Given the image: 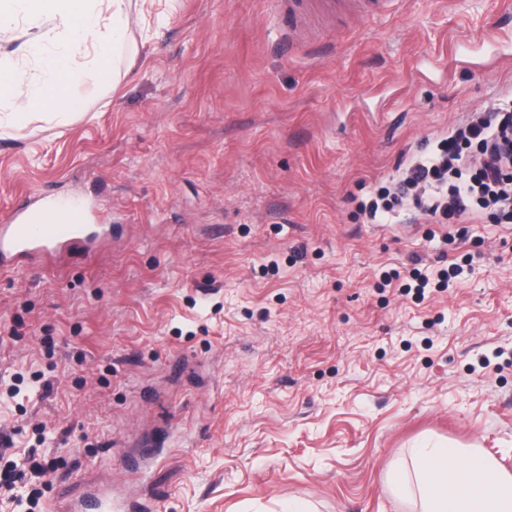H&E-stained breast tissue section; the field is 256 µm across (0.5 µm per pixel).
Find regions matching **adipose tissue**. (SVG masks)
I'll return each mask as SVG.
<instances>
[{
  "label": "adipose tissue",
  "instance_id": "adipose-tissue-1",
  "mask_svg": "<svg viewBox=\"0 0 512 512\" xmlns=\"http://www.w3.org/2000/svg\"><path fill=\"white\" fill-rule=\"evenodd\" d=\"M26 22L30 30L25 53L38 63L31 72L13 59L0 57V101L12 106L11 119L45 108L67 119L83 108L70 81L100 86L124 48L130 24L127 0H0V31ZM91 49L89 61L75 67L74 54ZM416 448L410 463L388 469L396 496L419 501L420 512H512V475L482 452Z\"/></svg>",
  "mask_w": 512,
  "mask_h": 512
}]
</instances>
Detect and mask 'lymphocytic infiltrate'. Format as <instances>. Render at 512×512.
Listing matches in <instances>:
<instances>
[{
	"instance_id": "obj_1",
	"label": "lymphocytic infiltrate",
	"mask_w": 512,
	"mask_h": 512,
	"mask_svg": "<svg viewBox=\"0 0 512 512\" xmlns=\"http://www.w3.org/2000/svg\"><path fill=\"white\" fill-rule=\"evenodd\" d=\"M405 187L430 186L417 207L437 224H455L489 211L497 224L512 223V105L473 112L442 138L437 149L407 170Z\"/></svg>"
}]
</instances>
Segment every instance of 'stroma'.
<instances>
[{
    "mask_svg": "<svg viewBox=\"0 0 512 512\" xmlns=\"http://www.w3.org/2000/svg\"><path fill=\"white\" fill-rule=\"evenodd\" d=\"M130 13L115 85L0 128V219L41 194L112 227L0 271V469L50 466L0 512L107 487L124 512H415L388 468L435 443L512 474V224L357 211L512 101V0ZM387 0H289V12L300 13L307 18L328 17L337 14L374 13Z\"/></svg>",
    "mask_w": 512,
    "mask_h": 512,
    "instance_id": "stroma-1",
    "label": "stroma"
}]
</instances>
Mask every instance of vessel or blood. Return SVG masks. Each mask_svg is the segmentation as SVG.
<instances>
[{
  "label": "vessel or blood",
  "mask_w": 512,
  "mask_h": 512,
  "mask_svg": "<svg viewBox=\"0 0 512 512\" xmlns=\"http://www.w3.org/2000/svg\"><path fill=\"white\" fill-rule=\"evenodd\" d=\"M383 0H288V10L305 17L337 14H369L381 8ZM41 201L13 211L0 222V267L35 256L59 253L78 247L90 232L87 209L65 208L45 213Z\"/></svg>",
  "instance_id": "vessel-or-blood-1"
}]
</instances>
